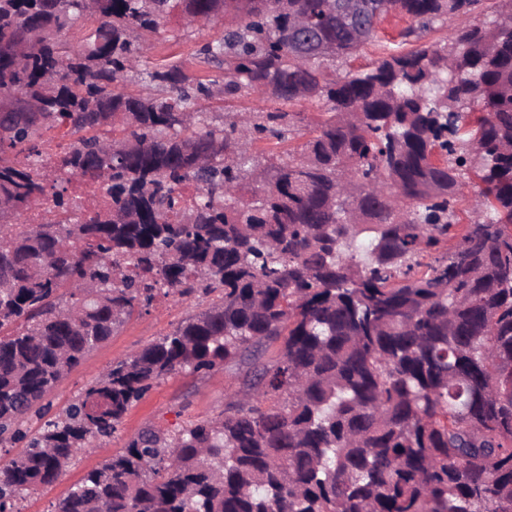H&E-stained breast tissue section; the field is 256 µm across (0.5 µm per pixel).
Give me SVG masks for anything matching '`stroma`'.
Returning a JSON list of instances; mask_svg holds the SVG:
<instances>
[{
  "label": "stroma",
  "mask_w": 512,
  "mask_h": 512,
  "mask_svg": "<svg viewBox=\"0 0 512 512\" xmlns=\"http://www.w3.org/2000/svg\"><path fill=\"white\" fill-rule=\"evenodd\" d=\"M408 24V19L399 14L387 15L381 25L380 40L365 45L350 61V68L368 66L393 51L399 30ZM164 29L167 36L156 39L151 60L177 61L182 63L188 75L201 78L211 76V69L199 65L193 52L203 40L220 36V28L201 23L193 32L187 33L183 31L178 17L173 15L167 19ZM203 306L201 299L171 293L159 295L149 309L136 310L108 342L89 353L58 384L50 396L54 410H64L95 384L113 362L128 357L169 333L189 314ZM232 383V378L221 367L204 374L178 372L162 379L129 411L114 438L102 441L94 453L78 455L55 483L38 487L19 500L17 506L20 512H52L55 503L74 483L90 469L124 452L127 442L145 426L153 425L172 432L192 420L218 416L224 408V397Z\"/></svg>",
  "instance_id": "obj_1"
}]
</instances>
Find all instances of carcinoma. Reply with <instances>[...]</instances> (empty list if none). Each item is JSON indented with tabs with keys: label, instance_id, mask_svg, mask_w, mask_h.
Wrapping results in <instances>:
<instances>
[{
	"label": "carcinoma",
	"instance_id": "carcinoma-1",
	"mask_svg": "<svg viewBox=\"0 0 512 512\" xmlns=\"http://www.w3.org/2000/svg\"><path fill=\"white\" fill-rule=\"evenodd\" d=\"M489 2L385 0L355 42L328 0H0V218L73 209L38 172L56 129L62 181L106 188L73 224H0V444L161 291L208 300L0 466V512L217 366L224 411L143 428L54 512H512V0L471 22ZM173 11L224 25L195 52L218 76L148 64ZM392 11L411 49L336 71ZM249 91L322 119L280 152L300 113L206 111ZM291 112H302L301 117L304 118L302 123L299 124L301 135L297 137L292 145L302 143L307 137L306 133L308 129L312 128L315 123L320 119V112H323L322 104L317 101H308L301 103L298 106L290 109ZM304 134V135H302Z\"/></svg>",
	"mask_w": 512,
	"mask_h": 512
}]
</instances>
